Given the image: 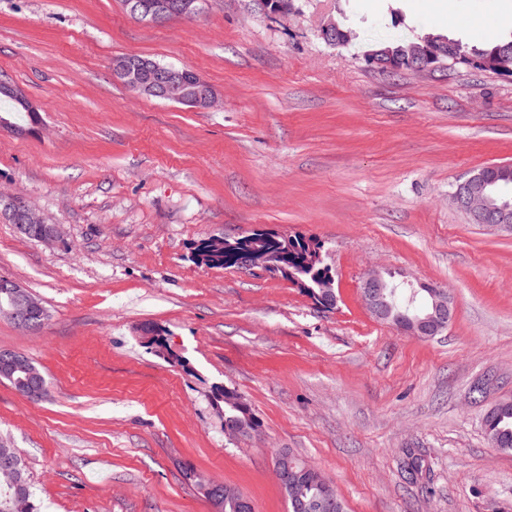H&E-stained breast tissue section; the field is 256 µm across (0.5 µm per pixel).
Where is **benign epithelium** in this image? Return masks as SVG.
Masks as SVG:
<instances>
[{"mask_svg":"<svg viewBox=\"0 0 512 512\" xmlns=\"http://www.w3.org/2000/svg\"><path fill=\"white\" fill-rule=\"evenodd\" d=\"M194 0H134L133 12L142 21L162 23L179 14L192 17L198 11L192 8ZM261 8L273 15L288 13L293 7V0H258ZM321 38L328 44L341 45L349 42L350 32L340 28L334 20H329L320 29ZM366 64L376 70H410L428 72L447 65L444 52L428 41L412 47L408 53L395 56L388 51L374 52L365 58ZM483 70L497 75L507 76L512 73V55H502L493 62H482ZM113 75L129 90L146 97L159 95L173 102L194 109H209L216 105L217 96L212 87L189 66L176 72L154 62L113 63ZM0 91L11 96L29 112L37 111L36 106L27 98L24 91L15 84H5ZM489 178L480 171L460 183L451 193L453 204L466 213L472 223L487 227L512 231V211L490 205L487 186ZM0 218L10 224L24 229L29 225H41L43 231L38 241L50 243L56 239L58 229L44 224V219L29 204L28 200L15 195L8 199L0 209ZM237 265L252 269L260 267L265 271L289 274L288 267L278 260V255L268 246L267 238L256 236L249 251L237 255ZM418 287L427 290L431 304L429 311L410 323L408 333L412 336H435L448 326L454 315V301L448 292L431 285L420 283ZM0 288L8 295V303L0 307V314L8 317L17 327L25 331H35L44 323L46 312L41 304L33 300L22 287L9 279L0 280ZM396 282L386 277L379 269L369 270L361 281V299L370 313L381 321H389L392 312L390 297L395 293ZM312 299L320 307L333 309L337 305L334 279L329 278L321 284L320 289L311 291ZM8 370L26 371V388L31 393L39 392L43 387L42 376L26 366L15 355L9 354L0 360ZM277 479L282 490L297 485L317 470L305 465L299 471L290 467L288 452H280L274 462ZM316 512H337L336 492L331 485H326L321 498L314 504Z\"/></svg>","mask_w":512,"mask_h":512,"instance_id":"1","label":"benign epithelium"}]
</instances>
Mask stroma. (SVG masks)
Returning <instances> with one entry per match:
<instances>
[{
    "instance_id": "obj_1",
    "label": "stroma",
    "mask_w": 512,
    "mask_h": 512,
    "mask_svg": "<svg viewBox=\"0 0 512 512\" xmlns=\"http://www.w3.org/2000/svg\"><path fill=\"white\" fill-rule=\"evenodd\" d=\"M455 0H206L191 18L133 19L122 0H0V76L43 125L0 130V193L59 229L43 244L0 221V277L47 312L0 316V349L48 383L0 380V434L24 452L39 512H215L183 465L288 512L281 448L333 483L348 512H512V451L483 417L512 399V232L471 223L448 195L512 166V76L469 65L380 73L365 52L428 33ZM335 18L352 33L327 45ZM141 55L194 69L210 110L132 93L112 73ZM253 230L320 241L338 304L252 269L196 265L199 240ZM372 267L446 289L432 338L376 320ZM160 328L173 360L147 347ZM235 389L262 430L232 440L212 390ZM423 462L410 475L407 452ZM29 362H30V364L32 365V367L34 369L26 366L14 354L6 355L2 359L3 368H6V369H8L10 371L11 370H18V371H15V372L12 373L13 378H14V380H12L5 373V371L2 370V368H1L0 379L8 381L11 384V386H13L15 388V390H17L23 396H25V397H27L29 399H32V400H37L39 398H42L46 394V388L43 391V393L41 394V396L40 395L29 396L28 393L26 391H24V389H22V387L19 384H17V382L15 381V380H17L18 377H22L23 378L25 376V373L23 371H21V370H24V371H26V381H25L26 388H27V390L29 392H31V393H38L42 389V387H43V379H44L45 387H46L47 383H46L45 377L42 375L43 376V378H42V376L39 374V373H41L39 371V369L31 361H29Z\"/></svg>"
}]
</instances>
